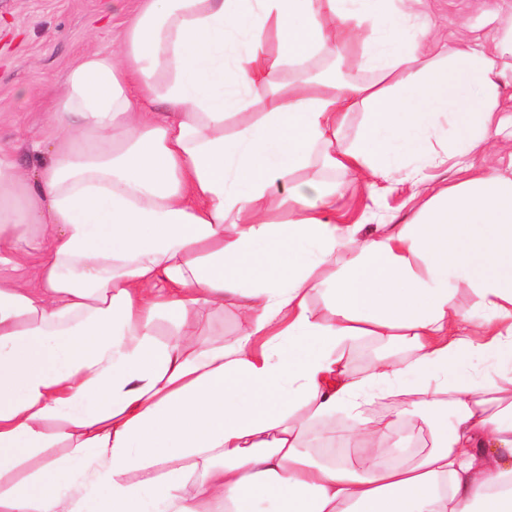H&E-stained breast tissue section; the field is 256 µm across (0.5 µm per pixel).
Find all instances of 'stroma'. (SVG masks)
<instances>
[{"mask_svg":"<svg viewBox=\"0 0 512 512\" xmlns=\"http://www.w3.org/2000/svg\"><path fill=\"white\" fill-rule=\"evenodd\" d=\"M503 6V0H434L437 52L455 45L456 23L463 18L473 28V47L490 44L496 27L488 19ZM112 48L109 0H0V147H13L19 166L29 170L42 160L40 152L17 143L19 130L38 129L44 113L53 109L50 92L60 89L83 54ZM243 322L242 311L228 306L178 321L161 314L154 326L162 343L182 331L220 344L236 336Z\"/></svg>","mask_w":512,"mask_h":512,"instance_id":"obj_1","label":"stroma"}]
</instances>
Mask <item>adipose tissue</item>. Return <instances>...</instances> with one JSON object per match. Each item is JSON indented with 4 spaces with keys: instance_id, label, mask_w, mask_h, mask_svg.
I'll use <instances>...</instances> for the list:
<instances>
[{
    "instance_id": "obj_1",
    "label": "adipose tissue",
    "mask_w": 512,
    "mask_h": 512,
    "mask_svg": "<svg viewBox=\"0 0 512 512\" xmlns=\"http://www.w3.org/2000/svg\"><path fill=\"white\" fill-rule=\"evenodd\" d=\"M499 25L440 56L408 0H137L70 71L37 170L0 148V476L42 459L0 512H512V177L472 162L501 132ZM449 161L408 223L329 217ZM227 305L230 343L155 338L158 314Z\"/></svg>"
}]
</instances>
